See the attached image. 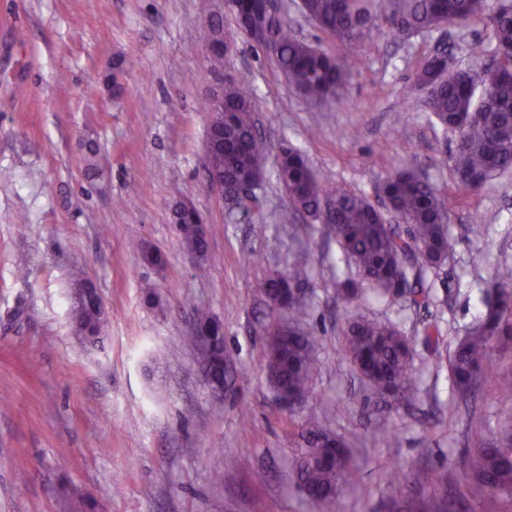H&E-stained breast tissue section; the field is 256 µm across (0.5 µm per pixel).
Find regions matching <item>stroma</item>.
<instances>
[{
    "label": "stroma",
    "instance_id": "1",
    "mask_svg": "<svg viewBox=\"0 0 512 512\" xmlns=\"http://www.w3.org/2000/svg\"><path fill=\"white\" fill-rule=\"evenodd\" d=\"M219 0H0V512H317L292 462L317 416L348 444L355 468L340 512H512L506 495L472 492L468 433L495 439L512 399L495 389L512 345L486 362L476 402L452 393L456 339L512 268V173L455 191L457 135L415 87L439 46L455 66L491 64L490 27L473 19L396 38L373 31L352 68L349 99L317 104L224 14L228 71L254 76L265 177L247 217L228 214L209 183L205 97L213 76L202 43ZM295 36L339 57L351 50L279 0ZM482 41L487 54L470 57ZM98 172L88 175L87 145ZM306 154L317 179L377 200L395 168L415 167L445 200L454 248L426 275L427 306L369 299L352 313L395 324L410 342L416 388L404 405L378 404L343 354L336 284L353 267L319 219L288 210L278 180L282 146ZM204 218L208 254L177 233L172 209ZM482 232L466 227L472 216ZM160 251L163 269L144 248ZM308 263L306 326L320 338L310 391L281 405L265 369V280ZM92 281L109 323L89 342L69 317L76 278ZM224 328L230 381L214 395L184 339L193 311ZM441 330L432 350L425 326ZM387 421L389 441L370 429ZM234 465H227V458ZM450 468L441 489L432 473Z\"/></svg>",
    "mask_w": 512,
    "mask_h": 512
}]
</instances>
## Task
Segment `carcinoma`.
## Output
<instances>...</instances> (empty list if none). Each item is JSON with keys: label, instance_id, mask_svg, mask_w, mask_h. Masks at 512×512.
I'll return each instance as SVG.
<instances>
[{"label": "carcinoma", "instance_id": "obj_1", "mask_svg": "<svg viewBox=\"0 0 512 512\" xmlns=\"http://www.w3.org/2000/svg\"><path fill=\"white\" fill-rule=\"evenodd\" d=\"M304 11L319 28L342 45L360 46L379 22L395 36L439 27L445 21L483 19L492 30L495 52L512 56V10H494L488 0H306ZM237 26L247 30L288 78L313 102L344 100L348 93L347 65L335 56L296 38L284 21L267 15L258 0H235L231 9ZM446 63L436 57L426 62L416 84L430 86L428 111L458 132L453 153L456 189L476 191L488 180L512 171V69H502L483 88L475 74L459 69L444 79ZM254 77L238 74L224 82V111L209 113V165L224 177V203L238 204V182L263 180V154L256 136L257 102L251 93ZM279 178L294 211L317 215L324 200L333 202L329 231L355 268L356 277L339 284L337 295L345 306L367 290L390 292L399 280L405 299L413 305L430 300L425 277L443 265L453 247L445 202L431 183L411 168L397 169L380 185L386 211L363 194L331 188L316 180L308 159L289 148L280 157ZM409 224L401 232L390 215ZM189 247L206 251L199 239L194 214L183 211L174 221ZM309 267L299 264L287 275H275L264 284L271 306L288 311V337L267 339L265 368L276 393L304 397L309 375L317 362V337L301 327L307 314L301 294L286 292L307 280ZM495 292L479 322L454 346L448 363L457 396L472 399L494 344L512 343V272L497 275L489 284ZM70 300L71 319L81 336L97 337L106 314L96 286L80 282ZM345 353L362 379L380 391L378 402L400 406L414 390L408 340L394 325L363 317L344 319ZM195 350L206 384L224 390V336L219 323L205 309H196V329L187 337ZM307 447L295 461L298 486L319 512H339L341 489L351 477L343 441L312 418L307 422ZM472 452L464 465L472 474L474 491L512 493V431L502 432L499 445L487 443L482 432L470 434Z\"/></svg>", "mask_w": 512, "mask_h": 512}]
</instances>
